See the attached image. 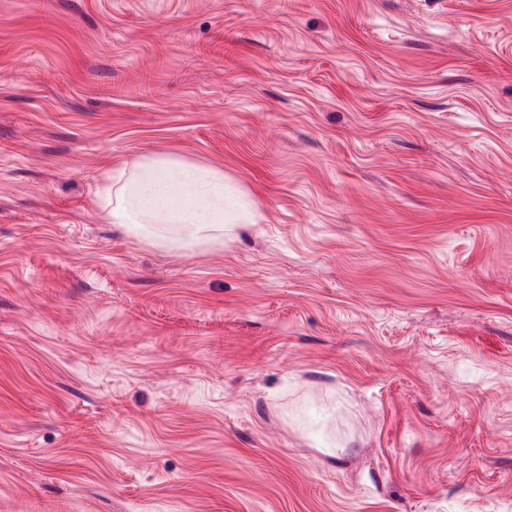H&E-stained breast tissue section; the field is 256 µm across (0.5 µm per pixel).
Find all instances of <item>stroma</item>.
<instances>
[{
  "mask_svg": "<svg viewBox=\"0 0 512 512\" xmlns=\"http://www.w3.org/2000/svg\"><path fill=\"white\" fill-rule=\"evenodd\" d=\"M0 512H512V0H0ZM98 200L109 224L166 228L161 242L186 253L224 242L226 227L258 223L254 202L223 170L175 155L139 156L106 171Z\"/></svg>",
  "mask_w": 512,
  "mask_h": 512,
  "instance_id": "obj_1",
  "label": "stroma"
}]
</instances>
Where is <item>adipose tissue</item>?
<instances>
[{
  "mask_svg": "<svg viewBox=\"0 0 512 512\" xmlns=\"http://www.w3.org/2000/svg\"><path fill=\"white\" fill-rule=\"evenodd\" d=\"M98 200L108 223L166 228V244L186 253L223 241L226 228L258 221L253 201L223 170L175 155L139 156L106 171Z\"/></svg>",
  "mask_w": 512,
  "mask_h": 512,
  "instance_id": "ef3b65f1",
  "label": "adipose tissue"
}]
</instances>
